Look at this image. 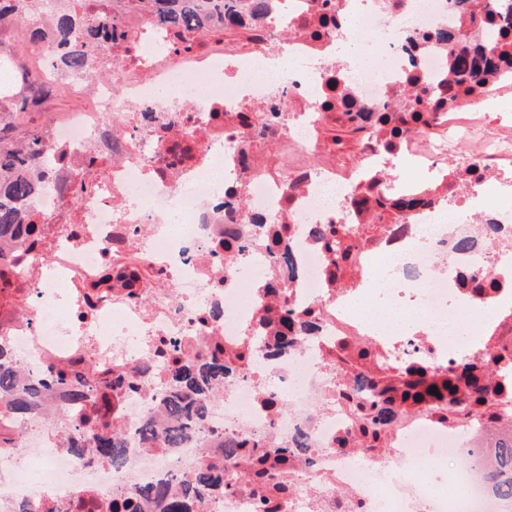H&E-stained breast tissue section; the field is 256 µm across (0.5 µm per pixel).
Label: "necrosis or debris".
<instances>
[{
	"label": "necrosis or debris",
	"mask_w": 512,
	"mask_h": 512,
	"mask_svg": "<svg viewBox=\"0 0 512 512\" xmlns=\"http://www.w3.org/2000/svg\"><path fill=\"white\" fill-rule=\"evenodd\" d=\"M486 3L268 0L257 17L225 0L223 23L180 34L123 7V37L101 46L120 62L113 77L64 73L42 56L31 99L61 85L81 105L46 119L42 162L24 171L55 189L31 197L0 248V341L67 426L88 410L57 373L111 379L107 409L127 459L78 461L40 412L0 414L12 472L0 512H112L156 483L181 496L222 441L241 437L309 451L273 466L270 482L286 492L268 498L236 482L242 459H225L228 489L197 512H512L488 443L512 434V314H497L512 295L500 271L512 207L486 205L488 190L512 192V118L490 126L486 109L512 87V68L449 91L448 46L432 37L451 31L490 60L493 23L512 52V14L491 19ZM366 32L376 35L368 60L350 49ZM284 44L280 74L261 72L259 58ZM405 94L420 96L423 119L396 134L381 116L402 115ZM402 159L417 177L397 174ZM319 224L329 235L313 234ZM462 234L474 242L466 253L453 248ZM274 235L288 260L269 251ZM286 310L303 327L284 341ZM479 324L490 333L477 344ZM215 349L251 358L180 447L143 439L145 421L170 425L169 360ZM467 366L483 403L444 391L374 427V384ZM421 459L436 464L433 481Z\"/></svg>",
	"instance_id": "1"
}]
</instances>
